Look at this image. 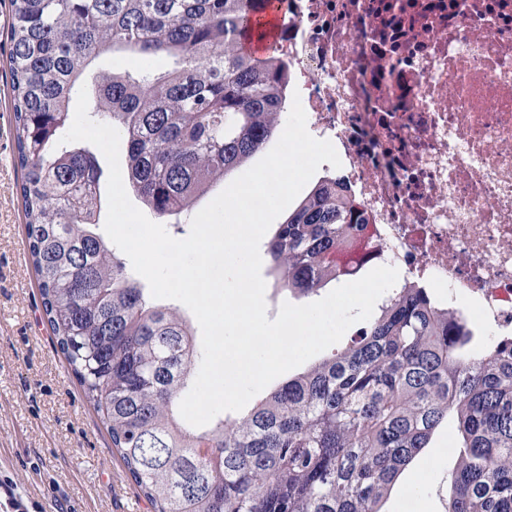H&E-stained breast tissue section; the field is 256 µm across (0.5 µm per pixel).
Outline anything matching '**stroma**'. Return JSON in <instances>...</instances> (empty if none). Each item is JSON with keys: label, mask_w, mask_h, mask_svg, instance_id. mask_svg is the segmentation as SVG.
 <instances>
[{"label": "stroma", "mask_w": 512, "mask_h": 512, "mask_svg": "<svg viewBox=\"0 0 512 512\" xmlns=\"http://www.w3.org/2000/svg\"><path fill=\"white\" fill-rule=\"evenodd\" d=\"M9 22V2L0 0V480H10L25 501L45 508L55 485L74 512H152L43 318L17 196ZM454 437L453 427L439 431L405 470L385 512H397L409 497L418 512H444L451 489L442 478L456 465Z\"/></svg>", "instance_id": "stroma-1"}]
</instances>
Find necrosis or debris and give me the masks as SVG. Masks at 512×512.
<instances>
[{"label":"necrosis or debris","instance_id":"necrosis-or-debris-1","mask_svg":"<svg viewBox=\"0 0 512 512\" xmlns=\"http://www.w3.org/2000/svg\"><path fill=\"white\" fill-rule=\"evenodd\" d=\"M364 214L360 274L512 335V0H282L272 45Z\"/></svg>","mask_w":512,"mask_h":512}]
</instances>
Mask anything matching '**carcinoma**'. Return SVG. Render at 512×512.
I'll list each match as a JSON object with an SVG mask.
<instances>
[{
    "mask_svg": "<svg viewBox=\"0 0 512 512\" xmlns=\"http://www.w3.org/2000/svg\"><path fill=\"white\" fill-rule=\"evenodd\" d=\"M281 0H9L8 63L28 260L56 343L154 512H384L407 466L453 419L444 512H512V335L476 336L427 288H402L346 346L240 415L188 426L179 404L202 353L191 320L131 278L95 231L96 152L60 143L90 66L123 51L174 59L97 81L90 117L127 147L126 187L160 222L262 152L284 127L286 73L244 47ZM365 222L319 179L267 254L294 299L348 279Z\"/></svg>",
    "mask_w": 512,
    "mask_h": 512,
    "instance_id": "cac0c4a2",
    "label": "carcinoma"
}]
</instances>
